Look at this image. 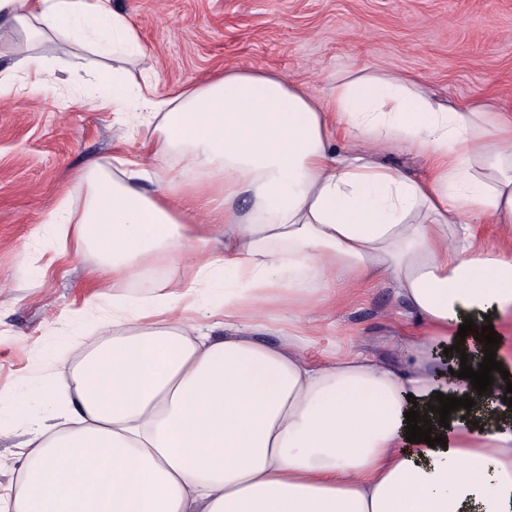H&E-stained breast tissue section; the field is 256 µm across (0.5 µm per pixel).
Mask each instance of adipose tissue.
Listing matches in <instances>:
<instances>
[{
  "label": "adipose tissue",
  "instance_id": "1",
  "mask_svg": "<svg viewBox=\"0 0 512 512\" xmlns=\"http://www.w3.org/2000/svg\"><path fill=\"white\" fill-rule=\"evenodd\" d=\"M1 28L37 38L14 63L33 92L45 63L100 30L109 52L141 49L112 0H0ZM96 104L156 125L148 161L119 159L116 176L88 165L82 210H55L96 255L90 287L162 260L191 271L137 311L113 305L108 337L75 355V399L31 420L0 512H512L506 382L480 394L454 376L484 357L474 334L452 350L465 319L512 327V104L445 105L419 79L375 74L320 97L265 70L169 100L116 76ZM400 147L423 176L375 161ZM180 177L201 197L172 194ZM379 284L406 305L402 361L311 362L329 314ZM438 393L475 405L443 427ZM412 408L444 446L407 441Z\"/></svg>",
  "mask_w": 512,
  "mask_h": 512
}]
</instances>
